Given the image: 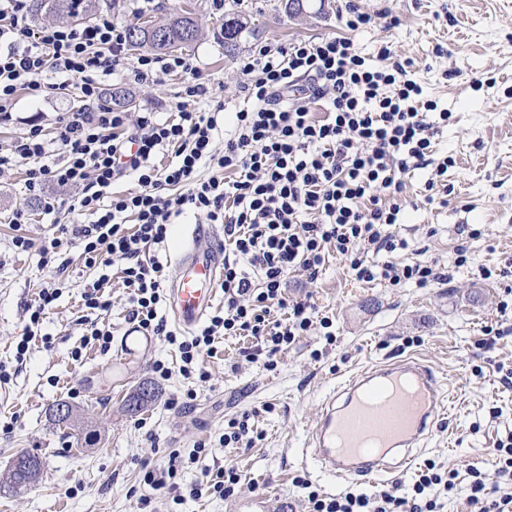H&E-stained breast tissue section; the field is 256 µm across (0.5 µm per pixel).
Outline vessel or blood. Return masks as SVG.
I'll use <instances>...</instances> for the list:
<instances>
[{
  "instance_id": "1",
  "label": "vessel or blood",
  "mask_w": 512,
  "mask_h": 512,
  "mask_svg": "<svg viewBox=\"0 0 512 512\" xmlns=\"http://www.w3.org/2000/svg\"><path fill=\"white\" fill-rule=\"evenodd\" d=\"M213 230L192 225L174 258L169 308L175 325L191 331L213 306L223 275L209 244ZM431 366L405 358L366 368L337 389L310 428L305 454L329 477L349 479L391 471L397 461L429 439L436 419L450 410Z\"/></svg>"
}]
</instances>
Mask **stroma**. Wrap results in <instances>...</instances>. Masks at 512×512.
<instances>
[{
	"label": "stroma",
	"mask_w": 512,
	"mask_h": 512,
	"mask_svg": "<svg viewBox=\"0 0 512 512\" xmlns=\"http://www.w3.org/2000/svg\"><path fill=\"white\" fill-rule=\"evenodd\" d=\"M286 0H251L246 25L234 51L224 49V16L210 0H157L155 10L139 13L136 22L161 21L188 5L199 37L185 53L198 62L218 96L226 103L225 127H232L239 105V59L260 44L281 45L296 38L324 37L340 30L346 0H304L303 13L288 15ZM364 11L395 18V26L378 23L359 32L362 53L375 58L381 44L401 57L414 59L417 77L429 99L449 113L448 124L435 137L434 161L449 160L447 180L453 193L447 207L427 204L432 168L406 175L400 222L395 234L410 250L379 253L378 261L412 263L435 260L444 280L419 288L385 282H359L348 262L330 257L316 281L303 272L290 274L285 290L290 300L310 304L329 317L336 340L326 343L318 332L302 337L278 354L276 370L247 358L250 338L219 339L214 357L206 358L208 382L178 374L180 353L164 337L137 329L126 319L128 290L118 267H86L74 241L59 239V257L69 259L60 274L42 265L37 251L19 252L15 232L40 240L53 232L51 218L65 219L77 189L46 186L42 194L26 188V165H17L0 181V365L10 379L0 386V512H157V493L144 484L146 467L163 464L170 451L189 455L205 444L207 454L177 476L188 486L211 470L235 465L244 482L229 498L210 493L186 499L173 512H305V491L298 478L320 492L338 489L302 448L306 427L322 402L350 374L406 356L423 360L449 384L455 405L436 421L424 447L404 467L377 478L355 477L346 487L374 492L399 486L409 492L425 462L441 470L484 467L487 454L505 429H512V386H504L498 365H512V0H359ZM108 87H126L136 106L130 117L156 113L174 117L179 77L164 85L134 83L124 67L104 76ZM75 85L47 97L19 91L16 122L0 124V151L9 149L23 131L22 119L37 118L53 135L61 112L81 109ZM56 202L46 215L44 201ZM24 209L28 224L14 227L12 215ZM477 229L462 238L458 229ZM465 246V262L457 248ZM112 309L105 321L112 328L109 350L83 346L87 310L81 294L100 274ZM56 283L60 296L43 321L51 347L31 346L16 361L15 345L41 288ZM164 362L173 371L157 383V400L128 415L123 397L139 383L154 379L153 367ZM194 390L185 413L168 409L175 395ZM69 402L76 418L54 422L49 410ZM248 416L252 444L224 446L228 420ZM22 450L43 462L38 482L15 492L6 484L13 456Z\"/></svg>",
	"instance_id": "1"
}]
</instances>
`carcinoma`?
<instances>
[{
  "instance_id": "obj_1",
  "label": "carcinoma",
  "mask_w": 512,
  "mask_h": 512,
  "mask_svg": "<svg viewBox=\"0 0 512 512\" xmlns=\"http://www.w3.org/2000/svg\"><path fill=\"white\" fill-rule=\"evenodd\" d=\"M240 2L242 0H232L230 9L224 13L222 33L226 48L235 46L245 30L238 11ZM99 5L100 0H30L29 9L35 14L51 13L79 20L93 16ZM127 35V44L134 49L147 48L166 54L191 45L198 37V29L191 13L181 9L162 22L132 24ZM39 475L38 470L30 473L19 465H12L9 469V487L14 490L27 488Z\"/></svg>"
}]
</instances>
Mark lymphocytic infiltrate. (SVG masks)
<instances>
[{
	"mask_svg": "<svg viewBox=\"0 0 512 512\" xmlns=\"http://www.w3.org/2000/svg\"><path fill=\"white\" fill-rule=\"evenodd\" d=\"M127 8V0H116L83 26L36 28L27 0H0V119L11 120L19 90L34 97L55 93V86L40 81L49 69L76 81L83 100L79 111L57 116L54 139H46L38 121H28L9 153L0 155V180L23 163L29 191L50 183L81 188L59 233L79 243L86 266L120 265L130 291L127 320L177 346L178 372L185 379L208 381L204 359L219 336L252 337V361L270 370L280 352L311 331L333 338L329 317H316L309 304L289 302L284 293L291 273L316 279L330 255L345 257L351 275L367 283L422 288L442 279L432 262L367 258L372 250L408 248L392 232L400 205L383 204L379 194L402 193L405 175L432 153L435 134L427 120L435 105L424 95L413 60L395 58L384 45L378 51L384 67L372 66L351 39V32L374 25L375 15L352 4L343 20L345 34L262 45L242 58L244 105L235 113L233 137L223 140L218 116L224 101L187 56L142 55L130 69L135 82L146 85L180 77L175 119L161 122L144 112L132 124L126 112L104 105L99 77L122 63ZM318 102L326 110L321 119L311 112ZM165 149L174 159L163 168L154 158ZM207 165L215 172L206 177ZM124 177L136 182V190L114 194V183ZM189 211L224 227V309L181 340L158 315L165 299L163 265L141 253L163 243L174 218ZM131 214L137 224L130 230ZM58 297L55 285L40 290L16 343L17 361H24L33 341L50 344L41 325ZM205 451L200 445L186 457L169 453L163 465L145 471L144 484L173 491L177 505L206 490L232 496L242 476L231 465L217 471L216 482L178 487V472ZM491 457L490 470L470 466L464 472L469 503L474 512H512L511 492L490 491L494 483L512 484V432L499 439ZM460 473L426 463L407 496L393 490L326 496L313 489L306 495L307 512H437L439 493L452 492Z\"/></svg>",
	"mask_w": 512,
	"mask_h": 512,
	"instance_id": "lymphocytic-infiltrate-1",
	"label": "lymphocytic infiltrate"
}]
</instances>
